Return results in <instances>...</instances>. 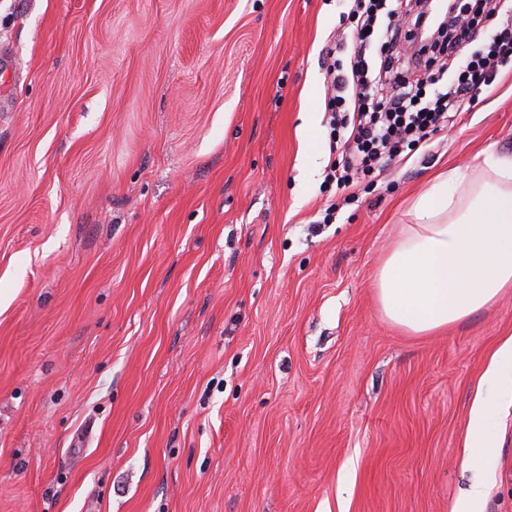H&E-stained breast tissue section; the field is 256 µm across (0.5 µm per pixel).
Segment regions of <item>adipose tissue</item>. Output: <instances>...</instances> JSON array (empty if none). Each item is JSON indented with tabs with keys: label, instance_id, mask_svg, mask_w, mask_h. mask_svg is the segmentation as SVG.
I'll return each instance as SVG.
<instances>
[{
	"label": "adipose tissue",
	"instance_id": "ef3b65f1",
	"mask_svg": "<svg viewBox=\"0 0 512 512\" xmlns=\"http://www.w3.org/2000/svg\"><path fill=\"white\" fill-rule=\"evenodd\" d=\"M484 176L468 181L454 168L439 174L414 199L413 219L394 240L375 275L378 304L395 327L435 334L494 304L512 288V156L486 151ZM469 192H462V184ZM484 385L512 402V336L490 358ZM499 401L476 394L468 446L489 451Z\"/></svg>",
	"mask_w": 512,
	"mask_h": 512
}]
</instances>
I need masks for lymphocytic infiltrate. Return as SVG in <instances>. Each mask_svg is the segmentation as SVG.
<instances>
[{
    "label": "lymphocytic infiltrate",
    "instance_id": "1",
    "mask_svg": "<svg viewBox=\"0 0 512 512\" xmlns=\"http://www.w3.org/2000/svg\"><path fill=\"white\" fill-rule=\"evenodd\" d=\"M401 13L395 0H351L342 17L352 32V51L326 70L330 133L323 192L347 193L360 178L401 161L407 150L453 124L464 104L512 64V0H457L446 28L412 57L420 72L415 79L393 68L397 46L414 35L400 23ZM483 22L493 28L488 41L460 57Z\"/></svg>",
    "mask_w": 512,
    "mask_h": 512
}]
</instances>
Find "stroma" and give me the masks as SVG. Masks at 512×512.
Listing matches in <instances>:
<instances>
[{
	"label": "stroma",
	"instance_id": "35a3bbf8",
	"mask_svg": "<svg viewBox=\"0 0 512 512\" xmlns=\"http://www.w3.org/2000/svg\"><path fill=\"white\" fill-rule=\"evenodd\" d=\"M347 9L0 0V512H512V407L465 452L512 290L433 336L375 290L416 193L512 153V70L321 223Z\"/></svg>",
	"mask_w": 512,
	"mask_h": 512
}]
</instances>
